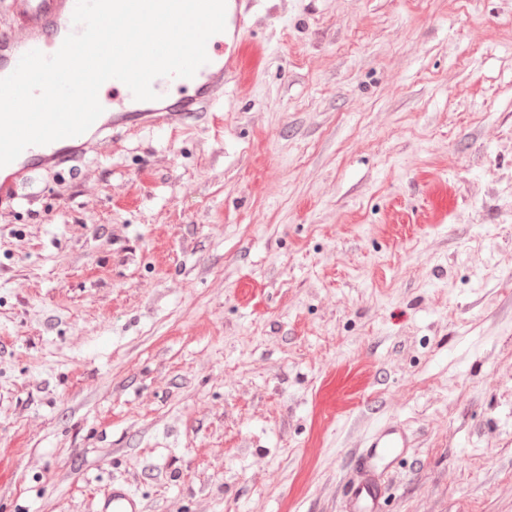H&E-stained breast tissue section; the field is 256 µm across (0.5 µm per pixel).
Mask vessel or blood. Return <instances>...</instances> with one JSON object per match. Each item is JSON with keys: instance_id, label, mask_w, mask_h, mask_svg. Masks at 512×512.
Listing matches in <instances>:
<instances>
[{"instance_id": "1", "label": "vessel or blood", "mask_w": 512, "mask_h": 512, "mask_svg": "<svg viewBox=\"0 0 512 512\" xmlns=\"http://www.w3.org/2000/svg\"><path fill=\"white\" fill-rule=\"evenodd\" d=\"M255 4L256 0H227L225 29L206 45L208 63L191 78H156L152 83L156 100H136L121 81H106L98 92L104 111L85 133L29 146L13 162L0 167V209L17 205L37 173H78L79 161L98 141L137 128L185 126L222 107L224 86L238 75L243 34L250 27ZM75 5L76 0H9L13 32L0 39V78L11 74L30 50L47 55L57 52L66 36L76 30L72 21ZM408 445L405 429L393 423L371 433L363 447L354 449L355 474L344 490L346 512H381L384 486L379 467ZM97 512H142V507L138 495L127 484L117 482L98 500Z\"/></svg>"}]
</instances>
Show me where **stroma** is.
<instances>
[{
	"instance_id": "1",
	"label": "stroma",
	"mask_w": 512,
	"mask_h": 512,
	"mask_svg": "<svg viewBox=\"0 0 512 512\" xmlns=\"http://www.w3.org/2000/svg\"><path fill=\"white\" fill-rule=\"evenodd\" d=\"M0 211V512H512V0H258L224 108ZM409 437L398 423L371 433L362 448L353 451L355 475L347 481L344 496L347 512H381L384 486L379 467L407 448ZM138 495L125 483H112L110 492L97 502V512H141Z\"/></svg>"
}]
</instances>
